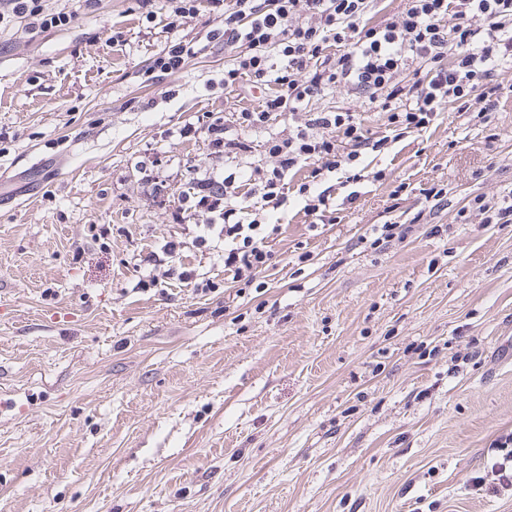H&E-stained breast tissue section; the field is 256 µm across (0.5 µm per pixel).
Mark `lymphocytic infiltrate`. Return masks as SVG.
Listing matches in <instances>:
<instances>
[{"label":"lymphocytic infiltrate","instance_id":"1","mask_svg":"<svg viewBox=\"0 0 512 512\" xmlns=\"http://www.w3.org/2000/svg\"><path fill=\"white\" fill-rule=\"evenodd\" d=\"M0 1L7 6L0 22L12 16L49 29L68 26L74 18L70 12H45L41 0ZM135 2L149 20L162 5L175 21L222 9L223 30L208 34L223 41L230 57L221 83L232 88L245 80L260 93L256 108L230 118L215 112L202 126L189 123L174 131L182 139L204 138L227 161L251 152L250 133H268L266 159L229 174L216 168L195 174L176 192L171 213L175 223L190 221L198 228L190 243L197 250H209L211 238L224 239V269L247 286L271 266L274 254L267 225L242 220L246 195H259L264 207H282L289 177L307 167L312 178L298 184L297 194L308 214L332 218L336 199L316 187V176L342 170L349 183H359L363 154L385 153L398 139L427 130L446 105L464 109L477 101L483 112L493 111L502 90L495 71L512 62V0H404L400 13L375 26L365 21L373 0ZM201 51L193 41L171 42L144 73L151 81L163 79L181 72ZM333 87L380 108L384 135L366 129L358 113L312 109L313 99ZM275 120L282 128L273 133ZM186 244L173 239L145 256L151 270L138 288L151 289L174 276L197 291H213V282L181 264Z\"/></svg>","mask_w":512,"mask_h":512}]
</instances>
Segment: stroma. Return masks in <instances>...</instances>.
I'll return each instance as SVG.
<instances>
[{"mask_svg": "<svg viewBox=\"0 0 512 512\" xmlns=\"http://www.w3.org/2000/svg\"><path fill=\"white\" fill-rule=\"evenodd\" d=\"M42 5L75 18L0 25V512H512V490H489L512 434V224L458 217L512 189V67L486 120L445 107L366 155L360 183L319 176L334 222L295 194L262 212L275 264L243 290L139 171L157 161L184 188L215 160L166 130L258 104L221 85L217 41L144 81L170 41H207L212 14ZM312 106L384 129L338 90ZM394 223L406 239L371 248ZM172 238L214 292L135 290L139 254Z\"/></svg>", "mask_w": 512, "mask_h": 512, "instance_id": "obj_1", "label": "stroma"}]
</instances>
